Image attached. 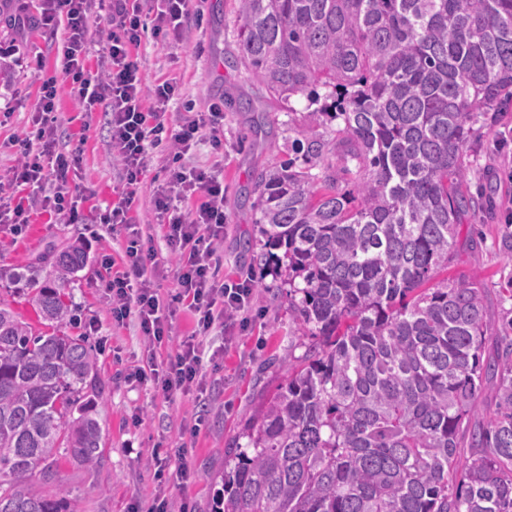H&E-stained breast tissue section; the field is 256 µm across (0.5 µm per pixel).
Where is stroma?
<instances>
[{
	"mask_svg": "<svg viewBox=\"0 0 512 512\" xmlns=\"http://www.w3.org/2000/svg\"><path fill=\"white\" fill-rule=\"evenodd\" d=\"M200 12L190 15L182 40L162 41L144 35L137 59L147 84L176 82L180 94L168 108L171 119L187 110L224 113V151L216 153L209 140H200L185 156L189 168L211 169L224 176V239L218 245L225 279H246L253 296L245 316L246 330L224 333L222 354L205 364L207 398L197 391L165 394L153 382H128L140 365L145 343L136 318L115 322L112 301L101 286V262L119 256L124 229L94 223L98 209L119 200L125 181L112 152L109 116L104 105L85 112L68 92H61L54 114L58 146L79 153L70 174L77 191L81 222H68L51 210L39 209L21 235L0 231V266L24 271L42 260L50 274V254L78 242L88 252L86 266L75 273L68 289L77 315L68 331L86 337L97 349L101 394L97 418L102 427L99 462L86 469L69 459L59 461L58 480L69 490L71 512H149L155 494V464L165 459L169 472L188 465L195 472L187 484L171 482L172 512L190 504L195 512H211L212 497L222 485L229 448L245 445L241 432L260 404L284 384L289 356H301L310 342L288 308V282L276 263L255 260L266 242L256 222L259 172L293 157L296 141L325 145L324 161L341 170L344 162L336 138L338 121L311 117L304 99L290 103L269 98L245 65L230 66L238 26L236 0H201ZM64 27L49 32H19L0 16V186L9 185L17 163L15 136H33V110L39 83L29 62L41 56L46 71L60 64ZM250 99L253 109L230 106V99ZM167 149L153 150L137 188L131 216L143 238L151 240L158 269L154 286L161 300L178 289L180 263L164 241V228L155 222L154 194L163 181ZM465 186L482 198L476 211L461 218L455 256L448 266L452 278L485 282L491 293L492 315L512 314V300L497 290L512 278V252L503 246L504 228L512 222V103L486 113L475 125L466 156Z\"/></svg>",
	"mask_w": 512,
	"mask_h": 512,
	"instance_id": "1",
	"label": "stroma"
}]
</instances>
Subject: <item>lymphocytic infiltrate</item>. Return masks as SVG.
Segmentation results:
<instances>
[{"label": "lymphocytic infiltrate", "mask_w": 512, "mask_h": 512, "mask_svg": "<svg viewBox=\"0 0 512 512\" xmlns=\"http://www.w3.org/2000/svg\"><path fill=\"white\" fill-rule=\"evenodd\" d=\"M161 7L152 28L141 22L137 0H39L37 11L19 5L12 16L18 30L29 27L56 29L65 23L67 37L62 48V64L53 75H45L40 58L30 67L40 77V96L34 123L35 139L18 142L20 157L13 169L12 184L30 188L31 200L76 221L71 203L68 174L78 158L56 149L57 129L51 114L56 109L58 90L68 87L70 95L84 109L105 104L112 129V146L121 158L128 194L106 210L105 224L130 227L132 187L137 186L146 167L150 151L159 145L171 149L167 179L155 195L158 223L167 228L165 240L172 253L181 260L179 290L168 305H161L154 283L147 276L155 265L153 248L140 240H129L122 264L104 259L101 282L112 298V315L116 321L136 316L148 346L160 344L169 333V321L180 304H188L197 315V333L184 339L174 360L167 365L149 364L138 368L136 380H152L164 392L204 391L206 380L201 372L204 352L200 339L214 325L235 322L249 303L251 288L244 283L227 282L219 276L216 243L224 230V184L218 177L203 171H186L182 160L202 131H209L214 147H221L220 107L186 118L178 127L168 126L165 116L169 104L179 94L173 82L146 87L133 56L141 44V34L151 30L154 38L180 37L186 18L196 0H160ZM107 11L109 24L100 29L99 38L107 46L109 64L103 72L87 69L89 22L94 14ZM151 99L150 111H143V99ZM201 193L203 202L191 213H183L176 198Z\"/></svg>", "instance_id": "1"}]
</instances>
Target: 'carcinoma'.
<instances>
[{
  "label": "carcinoma",
  "instance_id": "cac0c4a2",
  "mask_svg": "<svg viewBox=\"0 0 512 512\" xmlns=\"http://www.w3.org/2000/svg\"><path fill=\"white\" fill-rule=\"evenodd\" d=\"M238 18L232 59L342 124L349 179L291 158L258 177L311 343L244 429L218 512H512V318H491L483 283L436 280L479 207L473 125L512 100V0H238ZM87 260L75 243L48 279L0 267L57 328L0 299V512H68L32 481L99 458L95 348L60 331Z\"/></svg>",
  "mask_w": 512,
  "mask_h": 512
}]
</instances>
